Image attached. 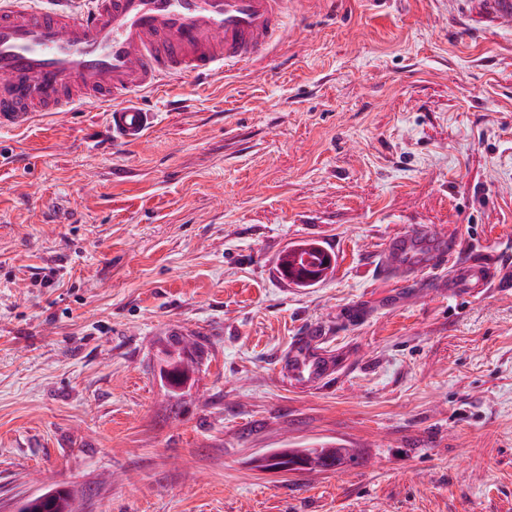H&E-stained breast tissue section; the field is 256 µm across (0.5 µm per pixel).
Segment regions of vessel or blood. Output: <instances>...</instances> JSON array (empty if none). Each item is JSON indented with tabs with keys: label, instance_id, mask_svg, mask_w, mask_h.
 I'll list each match as a JSON object with an SVG mask.
<instances>
[{
	"label": "vessel or blood",
	"instance_id": "1",
	"mask_svg": "<svg viewBox=\"0 0 512 512\" xmlns=\"http://www.w3.org/2000/svg\"><path fill=\"white\" fill-rule=\"evenodd\" d=\"M488 23L512 27V0H470ZM288 0H0V130H22L46 112L89 100L108 108L120 140H143L157 119L141 100L166 80H207L264 55L285 34ZM429 230L392 236L382 271L448 269V291L470 298L512 274L480 258L417 250ZM314 332L297 337L282 369L316 381L334 367Z\"/></svg>",
	"mask_w": 512,
	"mask_h": 512
}]
</instances>
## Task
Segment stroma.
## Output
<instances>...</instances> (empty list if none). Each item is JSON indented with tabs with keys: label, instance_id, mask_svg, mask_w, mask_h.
I'll use <instances>...</instances> for the list:
<instances>
[{
	"label": "stroma",
	"instance_id": "1",
	"mask_svg": "<svg viewBox=\"0 0 512 512\" xmlns=\"http://www.w3.org/2000/svg\"><path fill=\"white\" fill-rule=\"evenodd\" d=\"M143 102L135 146L97 104L0 131V512L56 485L75 512H512V288L378 266L418 226L512 266V28L291 0L266 55ZM306 236L336 263L297 288ZM311 329L336 371L303 387L280 362ZM324 441L358 462L254 466Z\"/></svg>",
	"mask_w": 512,
	"mask_h": 512
}]
</instances>
